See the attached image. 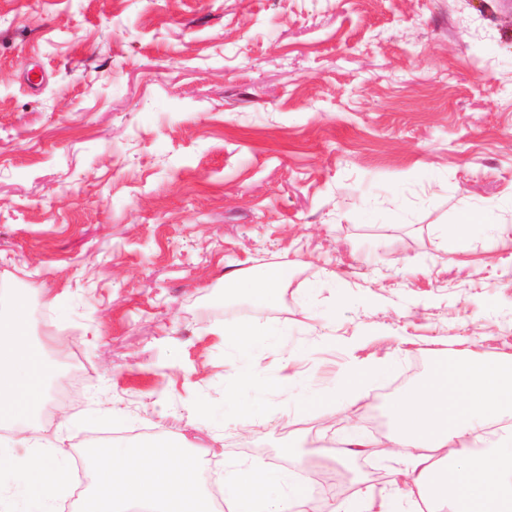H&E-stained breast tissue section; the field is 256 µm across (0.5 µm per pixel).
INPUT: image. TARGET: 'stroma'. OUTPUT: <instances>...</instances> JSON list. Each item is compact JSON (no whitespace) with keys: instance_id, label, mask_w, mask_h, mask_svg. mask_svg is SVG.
<instances>
[{"instance_id":"1","label":"stroma","mask_w":512,"mask_h":512,"mask_svg":"<svg viewBox=\"0 0 512 512\" xmlns=\"http://www.w3.org/2000/svg\"><path fill=\"white\" fill-rule=\"evenodd\" d=\"M511 196L512 0H0V286L70 362L66 452L165 431L219 478L389 492L398 462H337L321 411L354 356L382 435L441 353L512 354ZM465 210L487 230L449 251ZM270 266L277 304H214ZM240 323L287 325L259 359L314 377L292 419L200 413Z\"/></svg>"}]
</instances>
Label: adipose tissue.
Masks as SVG:
<instances>
[{
	"mask_svg": "<svg viewBox=\"0 0 512 512\" xmlns=\"http://www.w3.org/2000/svg\"><path fill=\"white\" fill-rule=\"evenodd\" d=\"M233 294L257 305L280 294L282 271L271 267L254 277L228 275ZM18 295L0 290V425L13 437L0 445V512H58L70 492V458L48 436L52 417L68 421L61 396L48 388L50 365L41 345L27 332ZM224 354L234 369L224 402L201 404L209 419H234L277 402L292 415L310 396L308 379L264 375L254 357L271 335L262 324L228 326ZM353 387L337 389L324 416L348 423L341 455L350 459L366 448L402 454V484L395 496L363 493L332 506L330 512H401L403 504L427 498L431 512H512V356L488 360L473 351H453L438 358L413 395L392 408L397 423L387 439L353 426L355 409L369 399L371 363L353 360ZM95 475L82 512H214L197 456L161 437L147 445L96 446L90 456ZM224 494L236 512H307L311 494L290 485L281 471L230 464Z\"/></svg>",
	"mask_w": 512,
	"mask_h": 512,
	"instance_id": "ef3b65f1",
	"label": "adipose tissue"
}]
</instances>
